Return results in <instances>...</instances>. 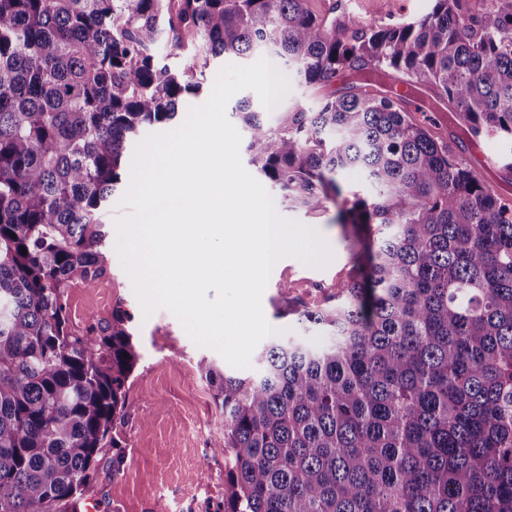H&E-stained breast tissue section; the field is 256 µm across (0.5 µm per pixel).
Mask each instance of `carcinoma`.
<instances>
[{"mask_svg": "<svg viewBox=\"0 0 512 512\" xmlns=\"http://www.w3.org/2000/svg\"><path fill=\"white\" fill-rule=\"evenodd\" d=\"M338 0H0V512H77L112 448L138 353L131 315L79 331L66 290L107 273L99 216L127 147L175 121L210 62L268 51L325 93L272 126L234 116L281 202H333L361 244L329 304L282 314L328 342L267 345L256 374L205 367L224 412V512H512V201L368 70L512 137V0H436L352 28ZM199 50L184 70L158 53ZM358 171L369 198L343 195ZM26 252H21V249Z\"/></svg>", "mask_w": 512, "mask_h": 512, "instance_id": "carcinoma-1", "label": "carcinoma"}]
</instances>
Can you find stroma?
<instances>
[{"mask_svg":"<svg viewBox=\"0 0 512 512\" xmlns=\"http://www.w3.org/2000/svg\"><path fill=\"white\" fill-rule=\"evenodd\" d=\"M342 3L345 20L358 25L419 19L432 11L435 0ZM416 96L435 111L428 123L434 136L446 142L466 140L462 156L469 167L478 169L480 179L496 194L512 199V141L493 135L470 144L465 125L447 100L423 88ZM277 212L316 230L332 259L322 268L281 259L262 297L264 315L281 339L324 343L319 328L301 323L293 314L279 315V290L288 286L291 298L306 307L324 305L336 280L351 272L350 227L338 223L333 204L318 216L282 205ZM110 264L105 279L92 285L77 280L67 290L69 317L78 330L108 317L114 305L128 310L139 353L120 425L126 443L121 470L113 472L112 453L104 451L84 495L97 500L99 512H220L224 459L214 455L211 443L224 433V413L213 399L203 367L223 369L227 363L216 350L196 346L170 311L159 308L145 314L119 256H112Z\"/></svg>","mask_w":512,"mask_h":512,"instance_id":"1","label":"stroma"}]
</instances>
